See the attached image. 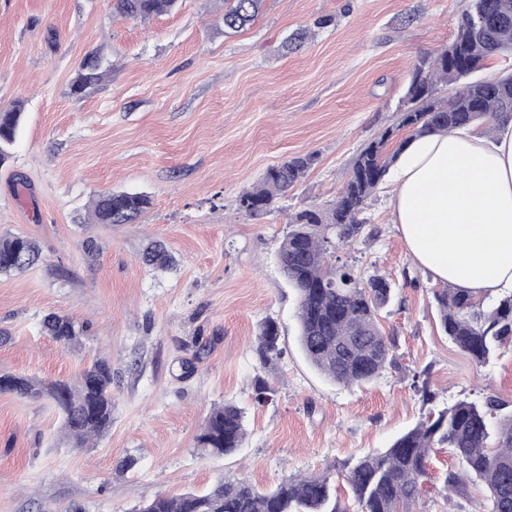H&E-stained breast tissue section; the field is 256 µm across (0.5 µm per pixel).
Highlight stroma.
<instances>
[{
    "label": "stroma",
    "instance_id": "1",
    "mask_svg": "<svg viewBox=\"0 0 512 512\" xmlns=\"http://www.w3.org/2000/svg\"><path fill=\"white\" fill-rule=\"evenodd\" d=\"M469 7L263 0L254 22L228 34L217 0H180L147 21L113 14L110 0H0V107L25 112L0 167V236L29 237L41 251L36 267L0 275V374L70 380L103 357L113 396L111 429L75 449L48 403L0 392V512H135L157 494L224 479L264 491L342 471L456 401L491 394L512 406V345L479 364L442 332L436 282L391 222L389 185L339 252L398 287L380 311L393 363L374 382L334 384L306 360L295 293L275 260L290 215L335 199L359 150L396 122L417 60L453 40ZM91 52L111 68L75 91ZM308 153L315 163L271 212L239 210L270 166ZM112 191L151 205L135 224L94 223L93 199ZM154 242L169 267L142 262ZM51 312L85 335L56 342L42 330ZM267 318L281 349L268 373L256 352ZM424 370L428 403L413 388ZM260 375L272 389L265 404L254 399ZM226 402L244 410L247 435L237 453L213 457L195 437ZM461 469L450 448L435 450L415 512H482L481 484L444 489Z\"/></svg>",
    "mask_w": 512,
    "mask_h": 512
}]
</instances>
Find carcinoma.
Wrapping results in <instances>:
<instances>
[{
    "label": "carcinoma",
    "instance_id": "1",
    "mask_svg": "<svg viewBox=\"0 0 512 512\" xmlns=\"http://www.w3.org/2000/svg\"><path fill=\"white\" fill-rule=\"evenodd\" d=\"M224 28L237 32L257 17L263 0H222ZM179 0H112V12L150 18L169 14ZM485 10L495 24L472 34L468 24L476 9ZM512 56V0H472L456 36L445 49L419 59L406 99L412 111L383 129L354 157L348 178L336 198L325 206L310 205L291 215L290 230L276 253L279 270L297 296L299 344L310 363L330 381L344 386L371 383L391 364V339L382 331L379 311L396 295L392 281L378 274L362 276L358 268L336 256L365 230L359 215L385 179L390 166L415 138L478 124L490 130L512 116V72L473 80L489 62ZM105 59L91 53L81 63L77 89L98 82ZM465 89L442 96V88ZM23 121V107L0 110V164L10 156ZM315 162L314 154L292 157L267 169L260 182L238 198L239 210L259 216L272 210ZM150 206L141 193L98 195L91 208L97 224H134ZM171 260L155 244L143 254L147 265L165 268ZM41 261L36 243L23 235L0 236V273L24 272ZM440 326L461 352L484 363L502 346L512 343V294L483 307L467 292L450 285L433 289ZM43 329L63 345L78 342L86 327L69 317L48 314ZM279 329L264 321L257 352L265 366L278 356ZM0 387L23 399L46 400L59 413L64 437L74 448H86L112 427V364L99 358L72 381H43L9 374ZM243 409L214 407L199 434L197 447L212 456H227L243 446ZM448 446L464 466L450 473L452 489L478 480L486 488V512H512V410L495 397L481 402L461 400L429 413L401 434L383 452L367 454L347 466L344 474L357 512H413L428 478L427 459L436 446ZM136 512H350L341 506L332 473L325 471L282 480L259 491L247 481H221L204 493L159 494Z\"/></svg>",
    "mask_w": 512,
    "mask_h": 512
}]
</instances>
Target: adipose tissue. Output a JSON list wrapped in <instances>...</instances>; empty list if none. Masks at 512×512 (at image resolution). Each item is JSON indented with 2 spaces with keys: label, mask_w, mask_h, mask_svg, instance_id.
<instances>
[{
  "label": "adipose tissue",
  "mask_w": 512,
  "mask_h": 512,
  "mask_svg": "<svg viewBox=\"0 0 512 512\" xmlns=\"http://www.w3.org/2000/svg\"><path fill=\"white\" fill-rule=\"evenodd\" d=\"M392 221L436 280L480 298L512 288V117L412 140L392 174Z\"/></svg>",
  "instance_id": "adipose-tissue-1"
}]
</instances>
